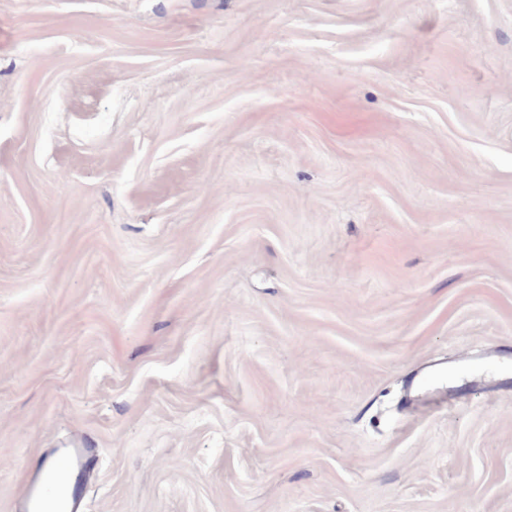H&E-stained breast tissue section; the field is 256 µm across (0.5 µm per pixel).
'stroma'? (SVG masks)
<instances>
[{"label":"stroma","instance_id":"obj_1","mask_svg":"<svg viewBox=\"0 0 512 512\" xmlns=\"http://www.w3.org/2000/svg\"><path fill=\"white\" fill-rule=\"evenodd\" d=\"M77 441L84 512H512V0H0V512Z\"/></svg>","mask_w":512,"mask_h":512}]
</instances>
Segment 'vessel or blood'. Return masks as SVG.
Instances as JSON below:
<instances>
[{
    "label": "vessel or blood",
    "instance_id": "obj_1",
    "mask_svg": "<svg viewBox=\"0 0 512 512\" xmlns=\"http://www.w3.org/2000/svg\"><path fill=\"white\" fill-rule=\"evenodd\" d=\"M96 459V449L85 444L62 449L53 469L31 477L18 500L19 512H83L85 489L78 477Z\"/></svg>",
    "mask_w": 512,
    "mask_h": 512
}]
</instances>
